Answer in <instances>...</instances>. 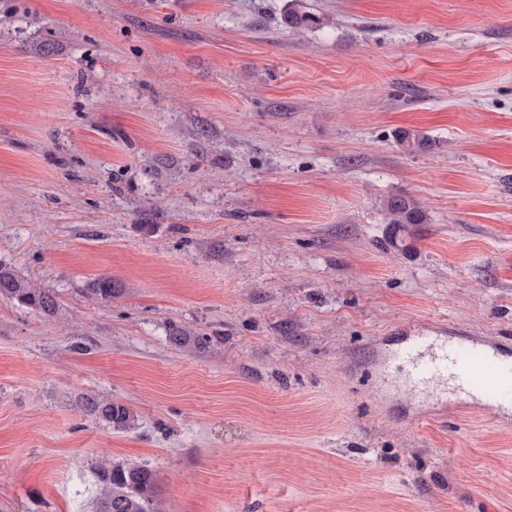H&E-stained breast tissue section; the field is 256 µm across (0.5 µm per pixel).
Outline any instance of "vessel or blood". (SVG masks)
I'll use <instances>...</instances> for the list:
<instances>
[{"mask_svg":"<svg viewBox=\"0 0 512 512\" xmlns=\"http://www.w3.org/2000/svg\"><path fill=\"white\" fill-rule=\"evenodd\" d=\"M394 356L404 382L415 391L512 401V346L507 341L417 334L403 337Z\"/></svg>","mask_w":512,"mask_h":512,"instance_id":"1","label":"vessel or blood"}]
</instances>
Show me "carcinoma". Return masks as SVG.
Segmentation results:
<instances>
[{
    "mask_svg": "<svg viewBox=\"0 0 512 512\" xmlns=\"http://www.w3.org/2000/svg\"><path fill=\"white\" fill-rule=\"evenodd\" d=\"M285 25L300 28L308 25L312 17L296 9L283 15ZM386 223L389 224L390 245L398 246L400 235L408 227L427 222L420 204L406 196H394L385 203ZM0 295L14 299L22 305L52 314L57 308L54 295L33 286L12 270L0 266ZM170 339L177 345H191L201 349L207 345L205 336H189L178 328L172 329ZM81 410L94 421L123 430L134 422L135 414L122 403L112 402L96 395L81 397ZM94 512H162L156 499V473L146 465L114 462L101 458L93 467Z\"/></svg>",
    "mask_w": 512,
    "mask_h": 512,
    "instance_id": "cac0c4a2",
    "label": "carcinoma"
}]
</instances>
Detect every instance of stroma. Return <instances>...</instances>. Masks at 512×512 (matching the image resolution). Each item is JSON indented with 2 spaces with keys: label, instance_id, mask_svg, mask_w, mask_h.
<instances>
[{
  "label": "stroma",
  "instance_id": "stroma-1",
  "mask_svg": "<svg viewBox=\"0 0 512 512\" xmlns=\"http://www.w3.org/2000/svg\"><path fill=\"white\" fill-rule=\"evenodd\" d=\"M0 265L58 302L0 296V512H93L103 456L164 512H512V409L382 358L512 338V0H0ZM386 224H389L388 240L390 245L402 243L400 235L408 227L427 222V215L420 204L406 196H394L385 203ZM81 410L94 421L105 423L106 426L123 430L130 427L135 420L132 410L122 403L88 394L81 397Z\"/></svg>",
  "mask_w": 512,
  "mask_h": 512
}]
</instances>
